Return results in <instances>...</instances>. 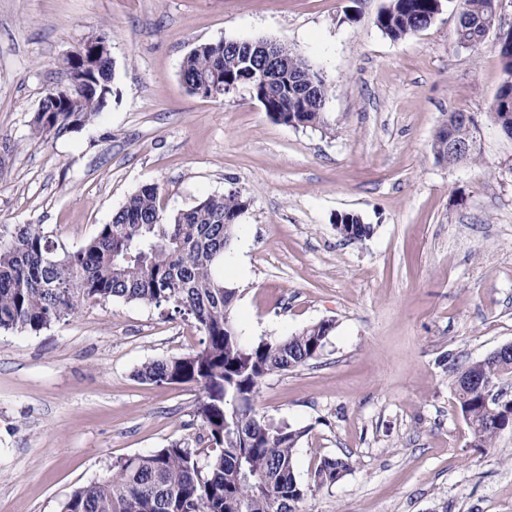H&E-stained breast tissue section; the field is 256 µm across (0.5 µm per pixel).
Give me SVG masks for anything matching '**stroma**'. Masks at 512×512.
Returning <instances> with one entry per match:
<instances>
[{"mask_svg": "<svg viewBox=\"0 0 512 512\" xmlns=\"http://www.w3.org/2000/svg\"><path fill=\"white\" fill-rule=\"evenodd\" d=\"M389 0H0V225L39 224L66 249L144 185L166 210L238 187L249 205L218 274L243 343L325 319L317 359L268 376L257 413L304 429L301 512H512V429L472 445L451 371L512 342V139L492 118L496 35L454 43L460 0L394 40ZM108 35L112 93L91 124L34 140L64 58ZM266 39L331 85L327 127L276 121L248 94L190 93L195 46ZM478 124L482 160H436L449 112ZM343 214L374 228L348 241ZM172 307L110 300L38 332L0 331V512H60L120 458L191 435L199 392L151 384L149 362L201 347ZM354 468L313 484L323 457Z\"/></svg>", "mask_w": 512, "mask_h": 512, "instance_id": "35a3bbf8", "label": "stroma"}]
</instances>
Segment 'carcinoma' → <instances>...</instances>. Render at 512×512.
I'll list each match as a JSON object with an SVG mask.
<instances>
[{
	"label": "carcinoma",
	"mask_w": 512,
	"mask_h": 512,
	"mask_svg": "<svg viewBox=\"0 0 512 512\" xmlns=\"http://www.w3.org/2000/svg\"><path fill=\"white\" fill-rule=\"evenodd\" d=\"M498 0H461L456 46L478 48L494 22ZM436 0H389L375 18L393 40L428 28L438 17ZM502 71L512 75V28L496 30ZM268 65L251 41H218L193 48L182 60L180 76L191 93L215 75ZM279 86L260 104L288 114L299 127L324 124L330 86L308 61L290 50ZM113 78L105 62L97 89H75L67 106L59 90H49L34 113L33 135L59 136L91 123L103 110ZM493 118L512 129V82L502 84ZM470 128L450 114L437 131L433 152L441 158L448 142L464 141ZM160 187L133 193L108 224L73 250H61L40 224L0 225V330L40 331L77 314L90 301L122 300L171 306L192 316L204 335L203 347L180 357L152 361L137 371L151 384H186L201 392L191 436L147 454L117 461L112 477L73 491L61 512H299L307 488L296 479V447L304 430L276 423L254 410L252 400L266 376L302 366L325 347L335 324L322 320L285 338L241 342L233 318L236 289L214 273L231 248L247 198L238 187L210 195L189 210L160 206ZM352 238L365 239L373 227L357 215ZM474 377L465 386L461 377ZM512 381V355L474 361L453 374L458 405L476 447L490 448L511 427L512 394L501 404L484 392ZM353 467L350 457L321 459L313 475L318 488L331 487ZM252 484L241 481V474Z\"/></svg>",
	"instance_id": "obj_1"
}]
</instances>
